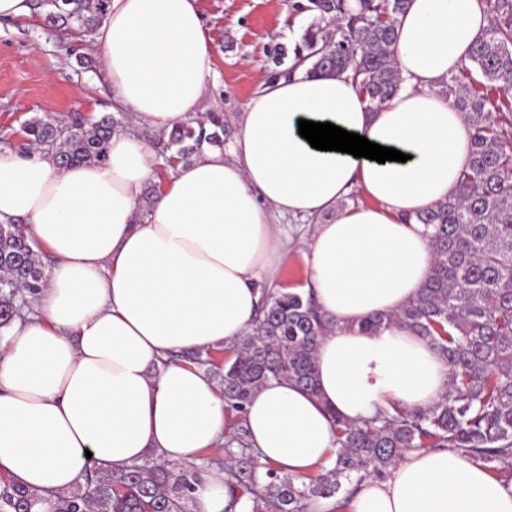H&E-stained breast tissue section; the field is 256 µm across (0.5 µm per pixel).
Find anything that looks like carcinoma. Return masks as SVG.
<instances>
[{"label":"carcinoma","instance_id":"cac0c4a2","mask_svg":"<svg viewBox=\"0 0 512 512\" xmlns=\"http://www.w3.org/2000/svg\"><path fill=\"white\" fill-rule=\"evenodd\" d=\"M48 23L102 22L107 0H50ZM316 19L305 30L288 72H352L376 106L396 95L401 78L392 56L395 22L408 0H309ZM489 24L473 44L469 62L443 77L436 93L461 112L471 129L472 159L456 193L417 214L431 229L434 265L428 281L394 314L374 315L360 330L376 333L401 324L425 338L448 362L447 396L425 410H377L358 423L331 412L336 424L332 467L306 482L262 465L249 441L245 405L264 384L292 381L317 394L316 351L334 323L311 295L263 289L250 331L229 346L234 356L215 372L216 384L236 427L224 442V484L231 500L224 512H312L320 500L337 507L368 478L386 477L407 455L450 448L481 461L496 479L512 481V0H483ZM122 122L34 117L11 148L50 149L61 167L102 163ZM224 118L191 121L167 134L171 159L187 162L202 141L223 144ZM38 243L22 224H0V328L17 317V298L43 288ZM216 462L169 463L149 453L140 463L108 469L85 465L67 491L22 487L0 478V512H194V493Z\"/></svg>","mask_w":512,"mask_h":512}]
</instances>
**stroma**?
<instances>
[{"label":"stroma","mask_w":512,"mask_h":512,"mask_svg":"<svg viewBox=\"0 0 512 512\" xmlns=\"http://www.w3.org/2000/svg\"><path fill=\"white\" fill-rule=\"evenodd\" d=\"M307 0H200L203 22L213 39L215 77L206 109L220 112L235 138L236 119L263 82L291 65L293 51L314 16ZM49 5L30 16L0 23V142L14 141L35 116L97 117L112 113L126 133L152 139L116 106L105 79L103 61L91 33L49 26ZM290 242L278 282L304 288L308 282L309 225L291 224Z\"/></svg>","instance_id":"stroma-1"}]
</instances>
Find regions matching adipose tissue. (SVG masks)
Returning <instances> with one entry per match:
<instances>
[{"label": "adipose tissue", "mask_w": 512, "mask_h": 512, "mask_svg": "<svg viewBox=\"0 0 512 512\" xmlns=\"http://www.w3.org/2000/svg\"><path fill=\"white\" fill-rule=\"evenodd\" d=\"M488 24L480 0H409L392 47L403 80L394 98L369 108L347 73L281 77L249 99L230 147L202 143L162 174L149 145L123 133L105 162L66 169L50 153L0 146V223L25 224L55 258L31 310L0 328V474L62 491L90 459L119 469L151 451L181 463L223 447L216 382L170 354L248 332L286 252V218L313 226L309 287L335 328L317 347V394L271 381L247 405L262 463L306 480L335 459L329 409L358 422L441 401L450 367L426 339L398 324L359 326L396 313L431 274L415 215L455 192L471 150L470 128L436 85ZM95 46L138 124L159 134L202 112L215 70L199 0H108ZM302 119L408 159L314 149ZM355 187L369 204L344 206ZM347 512H512V483L460 452L419 451L365 480Z\"/></svg>", "instance_id": "obj_1"}]
</instances>
